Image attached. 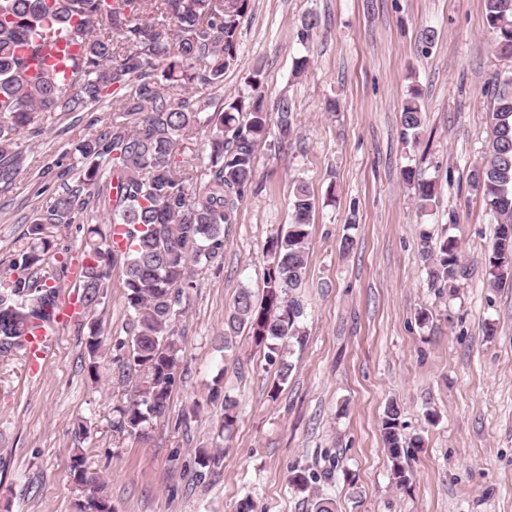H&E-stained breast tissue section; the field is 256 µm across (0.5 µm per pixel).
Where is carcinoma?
I'll use <instances>...</instances> for the list:
<instances>
[{"mask_svg":"<svg viewBox=\"0 0 512 512\" xmlns=\"http://www.w3.org/2000/svg\"><path fill=\"white\" fill-rule=\"evenodd\" d=\"M249 0H0V184L9 186L25 157L18 139L38 112H96L112 119L90 125L77 144L82 179L65 187L30 225L26 245L12 260L14 278L0 284V355L29 348L34 324L49 323L60 302L58 283L70 273L61 240L81 234L83 260L76 271L80 305L91 311L105 303L110 270L122 263L124 303L130 314L128 339L115 343L126 357L115 360L122 376H136V394L117 409L112 430L144 432L164 418L182 361L175 333L185 290L193 287L191 265L211 264L224 254V226L238 210L255 177L260 147L277 129L283 143L294 132L288 96L269 105L260 94L240 97L201 117L198 88H215L239 60L237 29ZM488 30L497 55L512 59V0H484ZM73 34L81 45L69 80L52 69L28 74L19 50H40L35 38L51 30ZM493 123L471 186L497 219L488 256L489 284L512 281V74L495 79ZM420 94L411 88L401 107L404 134L417 136ZM205 129V154L192 148ZM436 185L419 181L421 211L435 201ZM314 202L308 184L294 182L292 221L268 241L271 262L261 302L242 288L224 322V336L247 330L279 362L285 382L292 364L282 342H301L296 325L300 304L291 297L308 276L309 226ZM125 227L124 248L102 225ZM421 257L433 288L450 292L468 275L452 237H422ZM101 340L89 326L88 372L97 376ZM382 439L396 486L409 481L403 464L410 443L402 433L400 410L387 406ZM80 496L77 512H112L84 455L72 460Z\"/></svg>","mask_w":512,"mask_h":512,"instance_id":"obj_1","label":"carcinoma"}]
</instances>
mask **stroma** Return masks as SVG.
Listing matches in <instances>:
<instances>
[{
    "label": "stroma",
    "instance_id": "stroma-1",
    "mask_svg": "<svg viewBox=\"0 0 512 512\" xmlns=\"http://www.w3.org/2000/svg\"><path fill=\"white\" fill-rule=\"evenodd\" d=\"M310 15L319 24L304 42ZM237 36V66L198 97L214 112L255 90L270 103L285 94L296 129L258 151L253 190L224 228L221 266L192 268L168 412L141 435L112 430L133 397L112 362L129 319L114 268L105 305L85 316L101 332L98 379L73 322L42 357L0 362V512H75L78 452L113 512H310L288 481L300 469L337 512H512V286L488 285L496 220L469 183L491 132V85L512 60L491 50L483 0H250ZM303 55L311 64L298 75ZM413 87L423 110L414 138L401 125ZM90 121L41 112L22 138L24 166L0 191V281L13 278L41 207L78 185L75 147ZM408 169L436 182L433 210L418 211ZM299 179L315 202L309 277L296 292L305 340L289 344L283 383L248 332L225 339L224 321L239 289L262 296L267 243L289 224ZM426 231L458 242L469 275L455 293L428 283ZM217 383L225 398L213 402ZM228 398L237 421L225 431ZM392 403L419 442L403 488L381 434ZM82 420L90 433L79 440ZM202 446L224 451L218 473L203 478Z\"/></svg>",
    "mask_w": 512,
    "mask_h": 512
}]
</instances>
